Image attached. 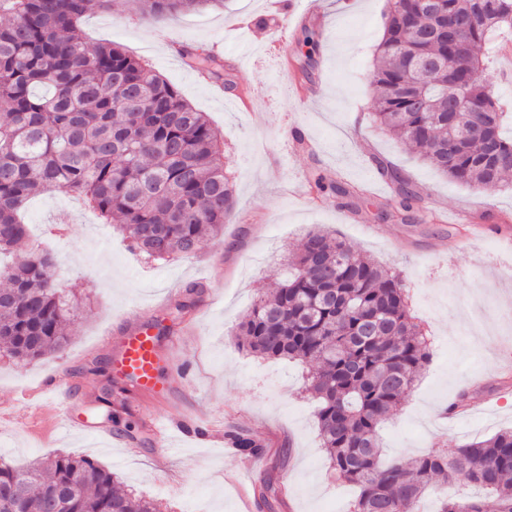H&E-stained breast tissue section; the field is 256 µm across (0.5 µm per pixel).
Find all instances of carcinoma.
<instances>
[{
	"label": "carcinoma",
	"instance_id": "cac0c4a2",
	"mask_svg": "<svg viewBox=\"0 0 512 512\" xmlns=\"http://www.w3.org/2000/svg\"><path fill=\"white\" fill-rule=\"evenodd\" d=\"M143 17L161 19L223 0H137ZM374 72V124L423 161L462 184L497 187L512 171L507 115L482 74L492 58L478 50L512 35V0H387ZM110 0H0V355L28 363L60 351L81 300L57 287L55 263L32 247L20 218L48 191L83 199L130 247L157 261L194 255L235 209L221 136L205 114L147 64L112 43L89 44L78 25ZM454 29L438 33L443 22ZM397 198L383 220L422 218L418 194L386 171ZM324 195L356 197L321 172ZM279 286L258 297L236 332L250 353L310 367L306 391L317 400L319 437L337 479L359 494L351 512H418L432 488L466 480L491 493L497 512H512V430L446 450L382 462L378 427L411 391L428 360L427 341L407 304L402 279L345 240L312 230ZM243 456L260 445L244 430L227 433ZM9 512H159L121 492L112 472L71 454L26 468L0 458V490ZM439 512H485L479 497L443 496Z\"/></svg>",
	"mask_w": 512,
	"mask_h": 512
}]
</instances>
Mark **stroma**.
Listing matches in <instances>:
<instances>
[{
    "label": "stroma",
    "mask_w": 512,
    "mask_h": 512,
    "mask_svg": "<svg viewBox=\"0 0 512 512\" xmlns=\"http://www.w3.org/2000/svg\"><path fill=\"white\" fill-rule=\"evenodd\" d=\"M321 2V14L292 19L285 32L266 22L263 0H224L219 9L158 21L145 19L136 0H112L108 11L81 22L80 37L122 46L220 131L235 213L196 255L150 262L76 196L54 191L29 202L24 220L32 240L54 256L59 288L81 296L82 304L61 351L30 364L0 359V410L18 417L0 426V457L18 466L59 453L92 459L112 471L121 489L154 501L161 512H243L244 489L253 512H348L356 490L337 481L321 447L314 401L304 390L307 367L256 357L232 339L259 295L282 281L289 257L312 229L336 233L400 274L411 313L429 338L427 365L381 425L386 458L512 428V383L504 384L499 371L512 356V278L504 275L512 265V173L500 190L462 185L374 127V57L386 0ZM244 18L252 27L238 29ZM309 28L321 38L308 60L300 49ZM175 42L216 57L219 75L168 53ZM494 56L484 83L512 106V38ZM315 83L320 97L301 106L297 87ZM299 129L315 149L294 139ZM387 166L414 184L436 222L374 219L394 193ZM316 170L341 174L370 193L351 203L318 195L309 184ZM139 326L160 336V376L170 385L160 401L91 370L108 355L105 334L117 338ZM58 377L67 386L47 404L39 391ZM107 385L108 411L98 395ZM464 390L474 412L448 423L443 413ZM189 407L213 423L212 436L185 439L181 452L156 468L147 415L179 420ZM65 408L89 431L63 434ZM97 426L111 430L118 446H102ZM238 429L262 445L257 467L229 452L226 434ZM265 481L278 490L268 503L258 495Z\"/></svg>",
    "instance_id": "1"
}]
</instances>
